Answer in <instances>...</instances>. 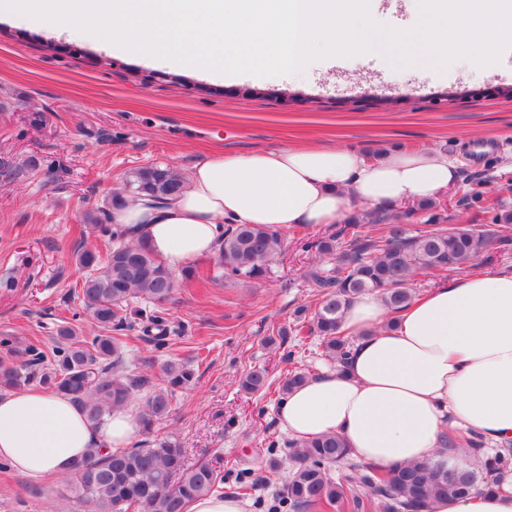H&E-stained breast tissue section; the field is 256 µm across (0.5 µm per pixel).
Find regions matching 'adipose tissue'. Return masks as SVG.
I'll return each instance as SVG.
<instances>
[{"instance_id": "adipose-tissue-1", "label": "adipose tissue", "mask_w": 512, "mask_h": 512, "mask_svg": "<svg viewBox=\"0 0 512 512\" xmlns=\"http://www.w3.org/2000/svg\"><path fill=\"white\" fill-rule=\"evenodd\" d=\"M457 179L436 149L369 161L353 147L286 146L218 153L196 163L186 189L160 206L117 202L112 221L146 240L171 269L216 253L225 224L284 231L340 223L349 206L401 207L435 198ZM377 294L357 298L343 328L356 341L345 367L325 368L279 404L300 440L335 433L377 467L463 464L441 440L469 430L488 449L512 444V270H481L413 300L388 329ZM138 430L125 411L91 429L68 397L27 387L0 397V460L38 479L66 472L87 448H124ZM430 512H512V468L488 490L441 497Z\"/></svg>"}]
</instances>
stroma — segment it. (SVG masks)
<instances>
[{
    "label": "stroma",
    "mask_w": 512,
    "mask_h": 512,
    "mask_svg": "<svg viewBox=\"0 0 512 512\" xmlns=\"http://www.w3.org/2000/svg\"><path fill=\"white\" fill-rule=\"evenodd\" d=\"M52 28L49 21L35 31L0 21V171L15 172L0 179V337L36 338L49 348L56 323L71 319L93 334L74 292L75 248L101 245L85 230V213L120 191L131 169L161 164L186 174L219 152L288 144L353 146L369 158L394 149L446 152L458 164L457 181L435 212L414 211L406 224L417 231L435 215L446 224L491 225L487 264L512 269V224L494 222L512 213V57L486 76L464 58L442 71L423 59L396 67L379 46L313 60L294 81L256 85L175 72L92 41L53 37ZM50 42L57 51L47 50ZM391 215L371 208L355 224L284 231L285 251L266 279L177 288L165 304L166 348L136 329L123 338L124 372L148 378L150 387H161L166 359L191 365L194 384L176 393L157 434L181 441L189 463L223 460V495L239 496L240 479L250 481L247 512H269L291 462L276 394H243L240 377L264 366L277 382L295 363L313 374L326 364L317 342H263L318 301L305 274L319 256L302 246L328 231L346 244L369 238ZM272 441L281 444L274 476L266 467ZM64 488L57 476L0 470V512H51Z\"/></svg>",
    "instance_id": "35a3bbf8"
}]
</instances>
